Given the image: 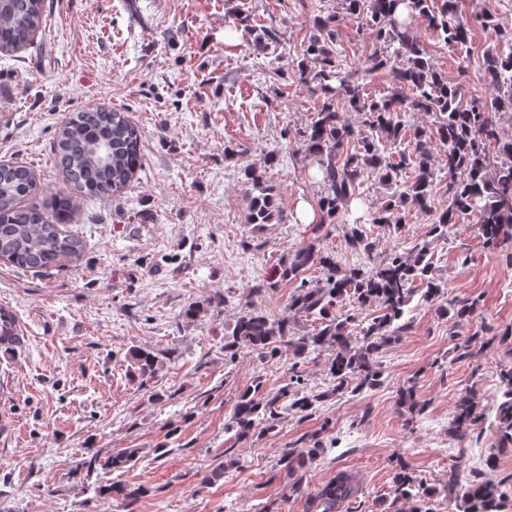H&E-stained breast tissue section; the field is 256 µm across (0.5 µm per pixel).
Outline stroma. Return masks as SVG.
Listing matches in <instances>:
<instances>
[{
    "label": "stroma",
    "mask_w": 512,
    "mask_h": 512,
    "mask_svg": "<svg viewBox=\"0 0 512 512\" xmlns=\"http://www.w3.org/2000/svg\"><path fill=\"white\" fill-rule=\"evenodd\" d=\"M486 1L497 29L472 22ZM458 13L471 22L464 52L438 43L426 23L416 32L466 99H484L485 55L507 48L500 35L512 32V0H458ZM320 14L336 17L342 70L361 75L367 96L393 93L391 69L364 73L383 45L343 0H45L34 42L0 55V163L32 169L30 205L45 207L62 189L53 142L78 109L127 113L143 153L121 194L78 196L69 229L84 242L79 258L44 272L0 261V305L16 309L30 336L26 350L0 352V512H320L314 496L340 471L358 484L340 512H389L402 467L437 489L435 512H448L452 467L512 473V452L487 461L497 443L499 373L512 367V343L502 339L512 329V245L484 248L472 217L435 239L434 215L448 206L444 179L430 212L410 211L398 228L369 226V255L354 252L346 232L387 200L377 176L362 179L337 223L318 229L301 219L317 209L320 189L299 133L321 102L295 70ZM264 34L271 43H259ZM250 167L272 187L280 223H249ZM310 244L346 269L429 245L442 300L479 305L457 323L413 297L404 330L374 357L379 386L331 393L330 353L322 351L303 368L304 389L326 394L317 409L280 406L273 430L236 438L226 425L239 395L256 384L277 393L292 359L285 349L263 358L243 348L230 362L224 337L248 305L287 317L299 281L283 280L280 268ZM191 305L200 312L188 319ZM135 349L157 356L154 374L138 373ZM408 387L424 411L401 401ZM471 389L483 415L477 442L450 432L454 407ZM305 440L325 452L303 475L306 496L296 497L278 458ZM120 448L137 451L121 477L139 489L134 498L96 494L107 474L77 465Z\"/></svg>",
    "instance_id": "1"
}]
</instances>
